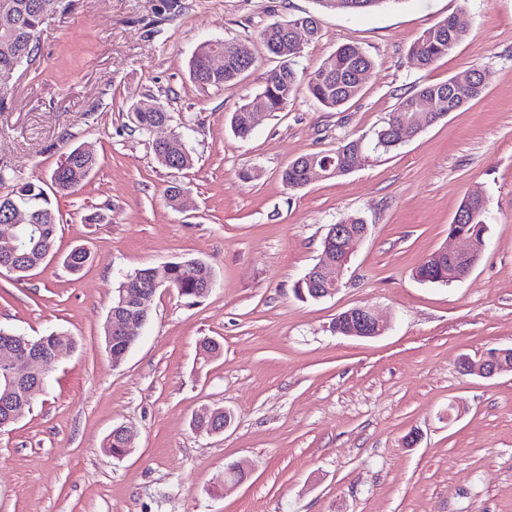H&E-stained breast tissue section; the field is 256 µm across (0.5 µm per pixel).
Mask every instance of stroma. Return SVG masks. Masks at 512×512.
<instances>
[{
    "instance_id": "35a3bbf8",
    "label": "stroma",
    "mask_w": 512,
    "mask_h": 512,
    "mask_svg": "<svg viewBox=\"0 0 512 512\" xmlns=\"http://www.w3.org/2000/svg\"><path fill=\"white\" fill-rule=\"evenodd\" d=\"M306 13L321 15L322 31L299 68L356 45L375 63L361 94L329 110L301 90L235 136L231 113L274 60L260 55L239 83L204 90L190 57ZM450 16L464 40L414 66L412 43ZM475 69L491 76L484 94L397 149L337 180L283 185L297 157L372 138L401 93ZM0 89V166L13 176L0 195L49 182L75 147L100 160L52 199L53 257L21 281L0 272V327L77 341L0 433V512H512V373L479 378L459 365L512 348V0H393L363 14L319 0H73L43 24L34 63L0 76ZM136 105L169 113L157 134L181 135L192 169L157 164L132 123ZM174 182L185 191L177 208L164 198ZM475 190L488 208L481 260L460 281L416 280L423 257L453 247L448 227ZM351 215L369 229L342 288L298 298L329 225ZM76 245L91 260L74 276L62 256ZM183 258L209 262L215 288L195 301L158 290L113 365L102 325L123 275ZM361 305L385 332L337 335L336 317ZM207 338L220 356L202 354ZM205 406L231 412L223 434L193 430ZM118 427L136 435L121 457L106 449ZM236 461L249 468L240 483L226 478Z\"/></svg>"
}]
</instances>
